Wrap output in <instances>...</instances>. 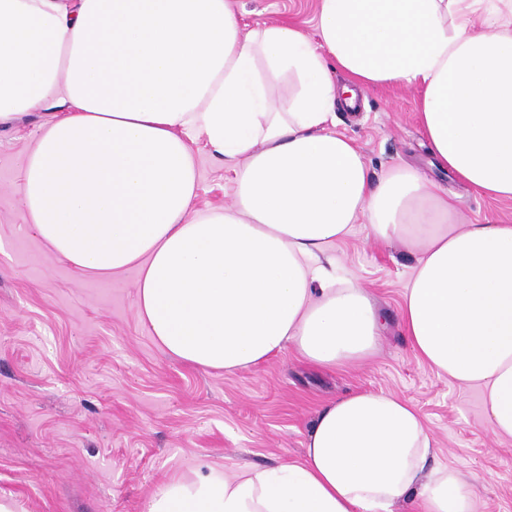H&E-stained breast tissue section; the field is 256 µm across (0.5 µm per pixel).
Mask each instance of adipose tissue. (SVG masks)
<instances>
[{
  "instance_id": "1",
  "label": "adipose tissue",
  "mask_w": 512,
  "mask_h": 512,
  "mask_svg": "<svg viewBox=\"0 0 512 512\" xmlns=\"http://www.w3.org/2000/svg\"><path fill=\"white\" fill-rule=\"evenodd\" d=\"M318 2L313 41L245 29L230 0H0V125L52 114L21 161L24 222L81 274L137 269L140 320L205 371L289 347L324 367L372 356L382 318L330 253L366 225L417 255L398 309L417 358L481 391L512 440V224L461 223L415 168L372 180L335 121L361 92L413 88L438 165L512 199V0ZM200 138L234 173L221 212L194 208ZM435 455L411 403L357 391L320 409L300 462L202 465L144 512H475L474 482Z\"/></svg>"
}]
</instances>
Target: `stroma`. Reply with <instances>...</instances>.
Here are the masks:
<instances>
[{"mask_svg": "<svg viewBox=\"0 0 512 512\" xmlns=\"http://www.w3.org/2000/svg\"><path fill=\"white\" fill-rule=\"evenodd\" d=\"M243 25L279 21L316 38L317 0H233ZM410 88L376 89L336 124L360 146L372 178L413 166L461 199L467 221L512 220V200L478 195L433 167ZM43 120L0 127V495L25 512H143L172 477L205 463L229 472L299 461L324 404L354 391L411 401L436 440L438 464L477 476L476 512H512V441L493 437L478 390L438 376L414 354L396 319L415 264L402 245L366 238L335 249L339 274L359 276L387 318L376 354L321 368L293 350L230 373L165 354L139 318L135 272H76L23 226L19 158ZM192 149L195 207L220 211L235 182L204 140Z\"/></svg>", "mask_w": 512, "mask_h": 512, "instance_id": "1", "label": "stroma"}]
</instances>
